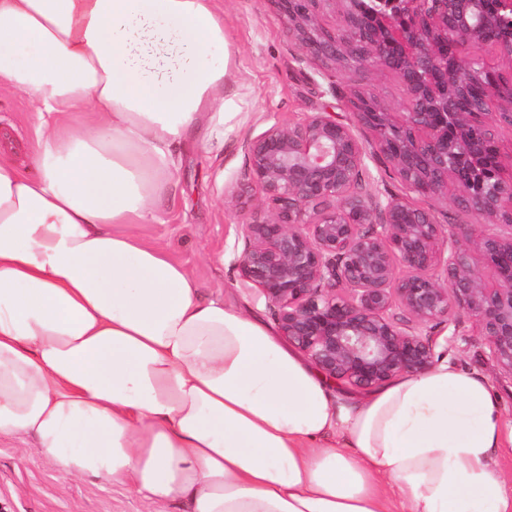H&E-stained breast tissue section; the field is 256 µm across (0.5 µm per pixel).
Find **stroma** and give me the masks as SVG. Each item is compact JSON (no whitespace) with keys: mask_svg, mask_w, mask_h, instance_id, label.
<instances>
[{"mask_svg":"<svg viewBox=\"0 0 512 512\" xmlns=\"http://www.w3.org/2000/svg\"><path fill=\"white\" fill-rule=\"evenodd\" d=\"M224 32L231 53L228 90L235 93L247 118L226 130L224 139L207 146L186 144L173 174L175 199L158 221L136 224L132 233L160 241L197 280L202 299L225 302L272 320L256 287L243 282L233 261L236 226L242 219L230 187L244 169L242 143L273 124L299 121L310 112H332L354 124L352 91L376 96L391 111L402 109L404 93L382 71H328L302 59L301 49L274 0H223ZM35 109L21 93L0 95V140H10L11 157L34 174L26 152ZM456 330L437 338L445 345L456 337L448 359L486 377L500 406L512 420V376L490 358L471 318L458 316ZM0 512H183L179 503L160 505L133 490L96 479L63 476L52 458L30 438L0 437Z\"/></svg>","mask_w":512,"mask_h":512,"instance_id":"stroma-1","label":"stroma"}]
</instances>
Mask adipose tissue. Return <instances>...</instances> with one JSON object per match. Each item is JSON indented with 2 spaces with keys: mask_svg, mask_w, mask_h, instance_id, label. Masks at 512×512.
Masks as SVG:
<instances>
[{
  "mask_svg": "<svg viewBox=\"0 0 512 512\" xmlns=\"http://www.w3.org/2000/svg\"><path fill=\"white\" fill-rule=\"evenodd\" d=\"M228 65L217 0H0L39 171L0 155V435L186 512H512L486 378L442 355L346 396L129 232L170 203L179 145L239 117Z\"/></svg>",
  "mask_w": 512,
  "mask_h": 512,
  "instance_id": "obj_1",
  "label": "adipose tissue"
}]
</instances>
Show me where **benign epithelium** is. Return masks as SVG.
I'll return each instance as SVG.
<instances>
[{
    "label": "benign epithelium",
    "instance_id": "benign-epithelium-1",
    "mask_svg": "<svg viewBox=\"0 0 512 512\" xmlns=\"http://www.w3.org/2000/svg\"><path fill=\"white\" fill-rule=\"evenodd\" d=\"M302 58L328 70L354 52L404 91L393 112L362 93L357 123L329 112L243 141V182L268 203L237 225L234 264L279 335L328 379L368 392L435 360L434 330L470 316L512 376V0H274ZM340 5L326 30L320 8ZM464 46H486L509 71ZM384 157L399 195L372 188ZM420 196L480 219L441 224ZM453 241L452 248L445 242Z\"/></svg>",
    "mask_w": 512,
    "mask_h": 512
}]
</instances>
